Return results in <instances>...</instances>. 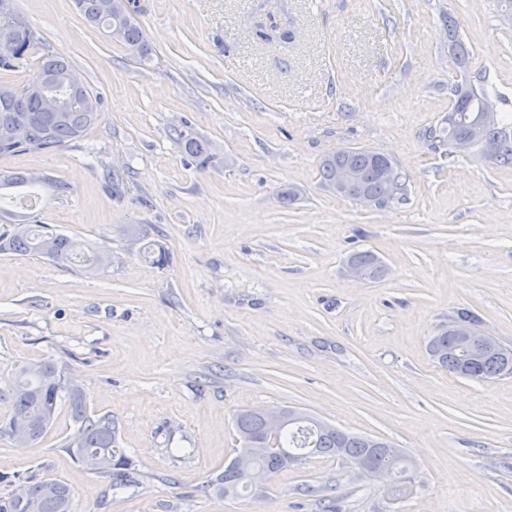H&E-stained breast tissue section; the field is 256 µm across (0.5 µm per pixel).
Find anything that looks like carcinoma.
Wrapping results in <instances>:
<instances>
[{
    "instance_id": "obj_1",
    "label": "carcinoma",
    "mask_w": 512,
    "mask_h": 512,
    "mask_svg": "<svg viewBox=\"0 0 512 512\" xmlns=\"http://www.w3.org/2000/svg\"><path fill=\"white\" fill-rule=\"evenodd\" d=\"M75 4L85 20L96 28L106 31L112 40L123 44L129 52L144 58L148 55V45L136 13L133 0H112V10H101V0H75ZM17 44V57L11 61L0 60V72L24 71L28 79L21 83H0V156L26 149H57L68 146L84 136L89 127L98 120V113L88 111L73 96L64 76L72 72V67L64 60L49 54L45 40L37 33L29 21L15 12L11 22ZM448 50L455 70L466 77L470 75V50L458 34V23L448 19ZM52 72L59 77L55 85L36 84L37 74ZM24 93L27 120L16 127V113L13 112V95ZM48 94L55 95L64 106L62 112L43 111V99ZM488 91L480 86L467 84L454 88L452 108L448 112V128L432 132V138L444 135L448 139L467 135L471 131L475 110L480 99ZM481 137L499 143L500 148L494 163L512 167V113L498 114L497 122L486 126ZM183 149L200 164L209 159L208 148L193 137H183ZM352 165L362 170L366 176L365 187L369 193L383 203L401 198L405 193V178L396 172V194L379 174L377 154L367 148H359L350 155L333 152L327 155L319 166L323 184L333 185L336 168ZM27 188L29 192L18 200L36 198L42 187L32 183L29 174L21 171H0V201L5 199L4 191ZM14 223L0 231V253H21L47 259L59 266L80 265L91 274L112 264V254L105 250H93L82 242L53 232L44 224H34L30 214H12ZM349 260L360 266L371 276H378L383 261L371 251L354 253ZM429 351L437 362L448 372L475 381H489L512 375V349L504 346L484 359L472 361L465 349L448 340V332L440 333L429 341ZM11 412L0 427V432L14 436V429L29 430L32 443L36 444L45 435L58 412L61 393H66L73 418L81 422V427L67 443V449L76 459H81L80 449L105 459V464L94 471L99 477L112 479V488L120 489L127 485L131 462L121 449L117 448L116 431L112 421L106 417L93 419L88 416V406L84 391L77 385L68 384L61 375V368L52 361L20 366L12 377ZM314 416L300 412L288 430L278 434L273 440L275 448L258 455L255 464L274 475L288 465L307 455H324L345 460L355 467L368 463L362 470L365 475L373 469L392 468L405 479L407 462L404 456L394 457L381 449L385 441L379 438L357 435L332 428H319L312 422ZM234 428L238 440L246 438L260 441L266 425L263 416L254 409L237 413ZM16 483L17 487L6 497H0V512H71L72 491L64 482L52 478H20L0 473V482ZM205 488L222 495H237L250 490L244 476L232 464L224 466V471L207 482Z\"/></svg>"
}]
</instances>
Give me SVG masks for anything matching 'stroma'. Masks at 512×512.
<instances>
[{
	"label": "stroma",
	"mask_w": 512,
	"mask_h": 512,
	"mask_svg": "<svg viewBox=\"0 0 512 512\" xmlns=\"http://www.w3.org/2000/svg\"><path fill=\"white\" fill-rule=\"evenodd\" d=\"M16 6L100 115L83 140L0 169L67 182L43 190L39 223L112 264L91 276L0 253V422L15 369L54 360L132 467L119 492L90 473L66 449L78 425L64 406L37 444L0 434V472L65 482L72 512H512V376H455L428 350L463 308L512 346V169L426 136L453 101L452 18L512 111L500 0H136L145 62L74 0ZM185 135L207 144L205 167ZM347 146L388 156L406 200L364 207L324 186L321 159ZM128 224L168 263L144 261ZM364 250L384 278L348 277ZM286 407L400 448L410 497L322 456L260 495L203 492L239 446L236 413Z\"/></svg>",
	"instance_id": "stroma-1"
}]
</instances>
